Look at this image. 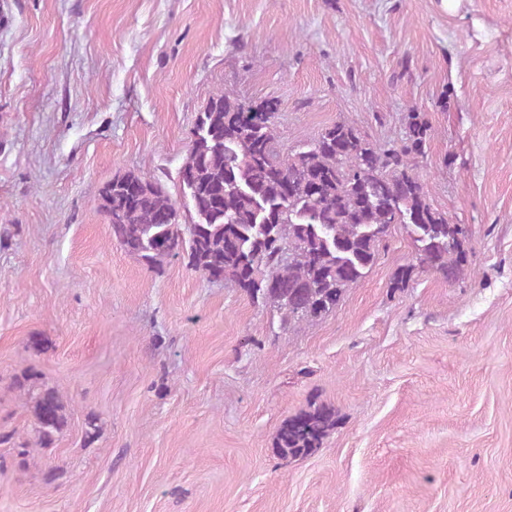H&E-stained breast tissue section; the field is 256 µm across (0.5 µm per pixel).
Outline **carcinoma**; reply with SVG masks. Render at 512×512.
<instances>
[{"label": "carcinoma", "instance_id": "1", "mask_svg": "<svg viewBox=\"0 0 512 512\" xmlns=\"http://www.w3.org/2000/svg\"><path fill=\"white\" fill-rule=\"evenodd\" d=\"M277 110L274 100L246 105L228 91L213 96L179 171L189 221L158 179L129 171L100 194L112 239L149 267L185 254L207 281L261 296L290 325L334 312L395 224L406 229L416 263L397 272L394 287L417 268L448 283L465 275L468 227L430 203L417 171L430 131L421 113L404 115L397 141L377 143L337 122L284 152ZM31 408L37 443L47 448L67 423L65 405L46 389L31 397ZM335 426L334 410L314 405L281 425L276 447L284 458L309 455Z\"/></svg>", "mask_w": 512, "mask_h": 512}]
</instances>
